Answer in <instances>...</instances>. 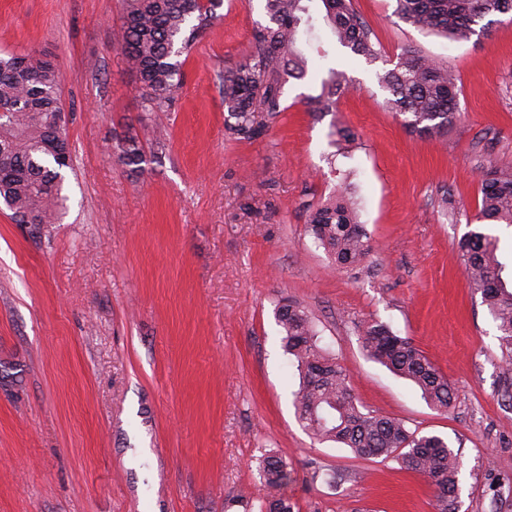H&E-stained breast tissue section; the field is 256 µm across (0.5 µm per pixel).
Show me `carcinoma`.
I'll use <instances>...</instances> for the list:
<instances>
[{
  "label": "carcinoma",
  "instance_id": "cac0c4a2",
  "mask_svg": "<svg viewBox=\"0 0 512 512\" xmlns=\"http://www.w3.org/2000/svg\"><path fill=\"white\" fill-rule=\"evenodd\" d=\"M120 5L117 46L141 84L145 110L166 112L183 84V63L177 57L189 53L218 19L223 0H120ZM315 5L331 36L350 56L369 63L380 57L353 0H264L268 24L254 29L247 55L224 72V130L230 138L262 135L279 117L288 80L307 76L300 44L313 28ZM394 14L427 33L460 42L488 31L497 17L512 15V0H395ZM376 78L386 107L403 117L409 133L429 138L448 133L458 112V89L447 65L406 50ZM59 84L56 63L39 53L0 56V110L6 112L0 116V203L29 225L30 236L38 240L51 237L59 223L61 171L71 162ZM352 86L347 70L328 69L319 93L304 96L308 111L321 116L336 111L337 101ZM147 139V133L134 131L115 144L118 161L134 176L142 174ZM480 194L477 221L512 226V171L495 165L484 170ZM307 224L333 266L356 267L369 256V238L347 190L310 208ZM458 248L469 285L496 324L509 367L512 279L504 276L499 238L478 227L459 240ZM275 318L299 374L295 408L304 428L359 457L392 458L401 468L430 479L440 512H451L460 461L448 441L364 408L354 395L348 368L319 346L312 317L300 302L282 301ZM360 343L372 359L414 383L429 404L450 407L448 378L409 339L375 322L362 331ZM259 470L264 490L260 512H293L282 493L288 463L268 455Z\"/></svg>",
  "mask_w": 512,
  "mask_h": 512
}]
</instances>
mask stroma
<instances>
[{"mask_svg": "<svg viewBox=\"0 0 512 512\" xmlns=\"http://www.w3.org/2000/svg\"><path fill=\"white\" fill-rule=\"evenodd\" d=\"M354 6L380 59L349 60L318 31L303 47L353 77L336 112H306L317 84L292 79L275 126L240 141L224 131V71L267 24L262 0H224L165 112L141 109L119 0H0V51L60 69L72 150L51 238L0 205V512H258L266 453L288 463L293 512H439L425 477L302 426L275 318L286 298L312 313L364 407L458 451L454 512H512V370L458 252L483 167H512V17L458 43L402 22L394 0ZM407 49L456 73L445 140L410 135L384 105L375 74ZM335 124L355 134L347 152L330 144ZM144 125L136 178L113 146ZM343 185L373 246L353 271L306 230L308 208ZM376 321L448 377L449 409L366 355Z\"/></svg>", "mask_w": 512, "mask_h": 512, "instance_id": "35a3bbf8", "label": "stroma"}]
</instances>
